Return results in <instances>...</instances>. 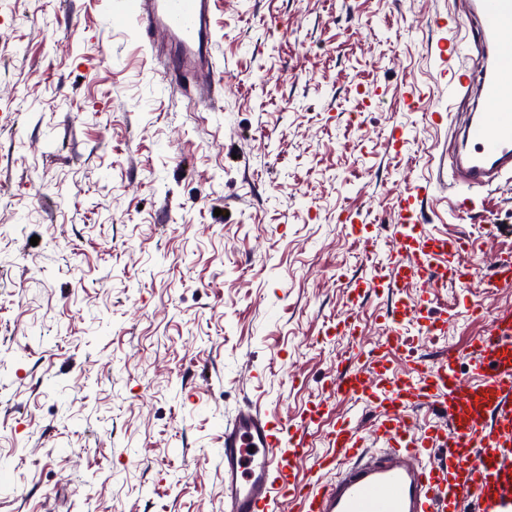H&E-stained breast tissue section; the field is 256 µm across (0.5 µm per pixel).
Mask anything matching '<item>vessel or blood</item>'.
<instances>
[{
	"label": "vessel or blood",
	"instance_id": "1",
	"mask_svg": "<svg viewBox=\"0 0 512 512\" xmlns=\"http://www.w3.org/2000/svg\"><path fill=\"white\" fill-rule=\"evenodd\" d=\"M213 0H127L126 17L139 41L154 48L167 39L162 76L184 89L207 76L212 62ZM438 33L440 79L448 108L427 109L435 124L465 103L476 109L460 124L461 146L449 163L448 208L458 218L477 207L472 191L512 174V0H459L430 19ZM429 188L400 192L384 230L396 246L387 266L349 292L331 335L356 343L368 290L394 293L385 312L383 343L361 364L339 367L320 398L296 417H273L239 407L224 425V512H512V305L496 308L466 351L428 361L410 349L409 333L435 338L448 320L423 315L425 305L453 284L495 294L512 288V255L494 256L477 279L476 246L464 233H427L419 218ZM468 359L469 374L457 366ZM345 399L375 416L362 429L354 413L333 415ZM329 423L313 473L298 480L311 426Z\"/></svg>",
	"mask_w": 512,
	"mask_h": 512
}]
</instances>
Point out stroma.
I'll return each mask as SVG.
<instances>
[{
    "label": "stroma",
    "mask_w": 512,
    "mask_h": 512,
    "mask_svg": "<svg viewBox=\"0 0 512 512\" xmlns=\"http://www.w3.org/2000/svg\"><path fill=\"white\" fill-rule=\"evenodd\" d=\"M123 8L0 7V512H223L225 421L297 415L352 362L326 329L389 252L359 254L350 220L395 192L433 184L428 231L512 252V184L455 219L450 131L404 103L448 105L428 27L448 0H216L208 105L162 84ZM469 300L512 290L447 289V336L415 351L464 350ZM389 305L363 299V349Z\"/></svg>",
    "instance_id": "1"
}]
</instances>
